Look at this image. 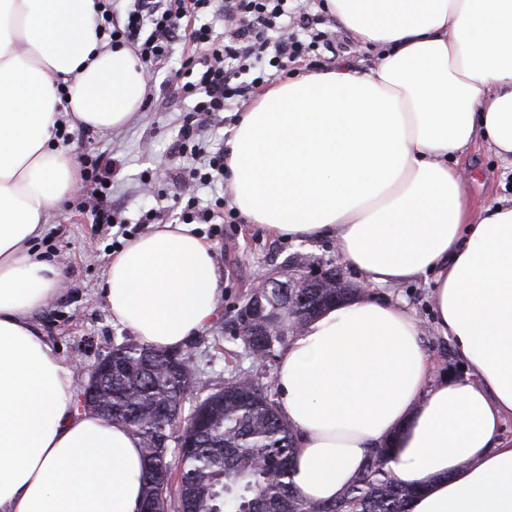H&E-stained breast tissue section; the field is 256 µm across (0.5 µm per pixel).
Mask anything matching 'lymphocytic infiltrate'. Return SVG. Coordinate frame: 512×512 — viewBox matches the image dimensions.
Listing matches in <instances>:
<instances>
[{"label": "lymphocytic infiltrate", "mask_w": 512, "mask_h": 512, "mask_svg": "<svg viewBox=\"0 0 512 512\" xmlns=\"http://www.w3.org/2000/svg\"><path fill=\"white\" fill-rule=\"evenodd\" d=\"M221 15L223 32H216L211 18ZM305 0H132L125 13L113 11L102 0L98 26L102 34L134 47L146 72H154L172 55L175 42L184 41L194 51L184 57L173 92L193 100L192 114L170 147L171 155L199 159L197 167L177 172L179 200L188 212L182 223H211L223 197L214 206H200L197 192L224 180V153L207 152L203 129L220 113L235 110L267 76V68L284 70L315 47L335 52ZM83 181L84 209L95 223L125 226L120 208L112 203V159L99 154L86 167Z\"/></svg>", "instance_id": "1"}]
</instances>
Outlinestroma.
Masks as SVG:
<instances>
[{
	"instance_id": "35a3bbf8",
	"label": "stroma",
	"mask_w": 512,
	"mask_h": 512,
	"mask_svg": "<svg viewBox=\"0 0 512 512\" xmlns=\"http://www.w3.org/2000/svg\"><path fill=\"white\" fill-rule=\"evenodd\" d=\"M183 50L182 43H175L169 62L149 84V106L136 112L128 124L111 133L89 131L69 143L75 162L103 152L120 161V170L112 180V199L124 217L137 218L145 207L171 206L176 187L169 171L187 165L186 160L170 156L168 148L192 103L173 97L164 85L170 73L179 69ZM463 165L470 174L466 192L475 211L512 193V163L500 159L484 143L467 151ZM80 201L75 194L63 208L50 211L46 231L34 247L36 256L52 259L61 267L63 285L60 294L32 316L61 356L73 363L79 381L87 377L101 354L121 343L127 334L125 328L113 323L98 288L113 251L116 231L93 223L89 213L82 211ZM198 230L215 246L224 292L213 323L189 341L183 351L193 356L200 380L212 389L235 371L252 366L241 342L224 331V322L244 291L261 278L282 274L285 261L297 253L311 257L306 271L312 275L343 266L344 261L333 240L290 242L270 236L246 220L238 224H202ZM375 294L381 299L407 303L438 374H446L448 360L441 352L449 341L434 329L429 285L410 282L376 289Z\"/></svg>"
}]
</instances>
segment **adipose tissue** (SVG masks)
Here are the masks:
<instances>
[{
	"mask_svg": "<svg viewBox=\"0 0 512 512\" xmlns=\"http://www.w3.org/2000/svg\"><path fill=\"white\" fill-rule=\"evenodd\" d=\"M97 3L0 0V512L141 500L139 437L81 409L72 365L31 319L62 280L31 245L80 183L57 120L109 132L147 94L133 48L97 35ZM326 7L375 65L275 80L224 145L231 205L274 236L334 240L363 287L279 353L292 483L332 501L387 443L416 491L408 512H512V203L474 216L459 161L479 140L512 161V0ZM422 279L466 377L435 375L405 303L372 293ZM100 291L140 343L180 349L215 318L214 246L195 225H154L112 253Z\"/></svg>",
	"mask_w": 512,
	"mask_h": 512,
	"instance_id": "adipose-tissue-1",
	"label": "adipose tissue"
}]
</instances>
